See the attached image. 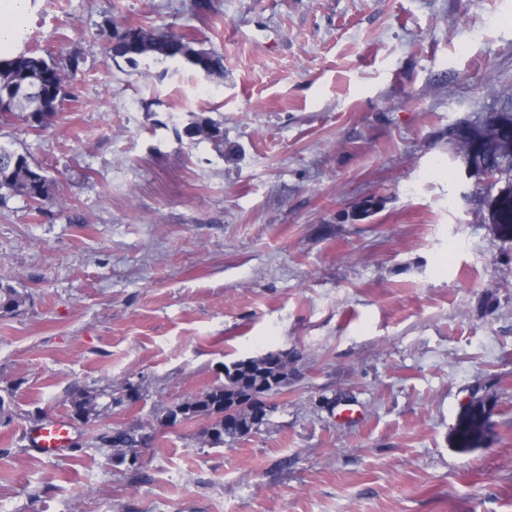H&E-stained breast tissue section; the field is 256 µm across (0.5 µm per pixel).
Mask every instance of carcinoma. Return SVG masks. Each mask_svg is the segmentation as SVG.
I'll return each instance as SVG.
<instances>
[{"mask_svg":"<svg viewBox=\"0 0 512 512\" xmlns=\"http://www.w3.org/2000/svg\"><path fill=\"white\" fill-rule=\"evenodd\" d=\"M109 57L123 59L133 65L141 57L157 60H183L195 70L207 75L224 74V56L207 49L197 48L183 35L156 28L133 26L115 29L109 34ZM80 58L71 55L63 61L38 55L28 49L9 60H0V102L9 100L7 117L23 113L15 105L18 91L39 90L44 117L32 128L46 129L52 125L65 97V78L77 72ZM186 137H201L217 147L224 146V130L221 124L200 119L184 128ZM499 179L504 187L499 195H489L487 201L488 222L493 224L497 236L504 242L512 241V163L498 167ZM22 197L37 205L54 201V182L45 170L31 163L28 158L15 151L11 145L0 142V190ZM25 302V296L13 287H0V309L15 311ZM294 374L288 356L281 350H269L247 361L238 360L224 366V383L215 386L192 400L162 409L160 423L169 425L177 421L179 412L185 420L203 417L211 420L201 435L211 446H222L258 431L269 421L270 413L257 417L251 401V392L256 388L271 390L279 387ZM488 431V413L485 403H471L460 416L454 429L456 447L470 450L481 447ZM97 440L111 447V458L119 459L127 453L137 454L139 429L134 426L115 428L98 433Z\"/></svg>","mask_w":512,"mask_h":512,"instance_id":"obj_1","label":"carcinoma"}]
</instances>
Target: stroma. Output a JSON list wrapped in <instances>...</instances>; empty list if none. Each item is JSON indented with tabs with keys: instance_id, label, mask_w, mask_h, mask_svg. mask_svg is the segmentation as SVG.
Returning a JSON list of instances; mask_svg holds the SVG:
<instances>
[{
	"instance_id": "1",
	"label": "stroma",
	"mask_w": 512,
	"mask_h": 512,
	"mask_svg": "<svg viewBox=\"0 0 512 512\" xmlns=\"http://www.w3.org/2000/svg\"><path fill=\"white\" fill-rule=\"evenodd\" d=\"M109 21L224 74L107 59ZM22 31L81 64L50 128L0 122L56 180L44 211L0 196L27 295L0 310V512H512V242L448 135L512 112V0H31ZM199 117L223 148L178 138ZM277 349L296 375L259 431L158 424ZM52 418L78 449L33 450ZM133 425L136 474L95 442ZM488 431V413L483 401L472 402L460 416L454 429L457 448L470 450L480 448Z\"/></svg>"
}]
</instances>
